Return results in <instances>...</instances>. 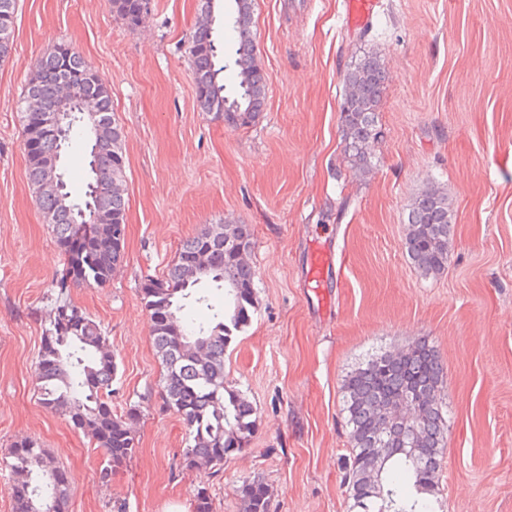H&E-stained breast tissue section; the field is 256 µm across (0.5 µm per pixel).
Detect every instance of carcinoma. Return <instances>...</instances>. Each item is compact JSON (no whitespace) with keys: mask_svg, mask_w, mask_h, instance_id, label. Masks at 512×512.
<instances>
[{"mask_svg":"<svg viewBox=\"0 0 512 512\" xmlns=\"http://www.w3.org/2000/svg\"><path fill=\"white\" fill-rule=\"evenodd\" d=\"M151 0H112L131 26L150 10ZM229 11L215 14L216 0H203L191 35L190 67L200 109L230 126H248L263 111L267 81L258 63L253 31L254 0H230ZM17 0H0V61L11 54ZM231 29L233 54L217 45L214 21ZM236 83L226 91L224 71ZM386 70L377 57L356 62L345 77L346 93L340 120L345 158L350 168L371 167L366 146L381 137L378 122ZM72 84L75 110L57 140L41 129L42 116L57 100L62 82ZM24 142L40 141L47 159L62 154L70 143L84 148L90 181L85 200L76 203L60 181V192L40 191L44 169L28 161L27 175L37 190L36 203L67 255L57 281L49 328L43 336L36 366L39 401L62 415L76 430L87 431L104 450L107 464L100 479L107 483L112 465L132 457L136 409L120 416L112 410V384L118 365L103 329L67 298L72 284L104 285L123 260V246L112 242V228L125 222L124 136L114 118L112 97L101 76L64 44L48 47L38 60L24 97ZM84 219L89 226L77 223ZM453 210L448 195L430 184L413 200L404 248L408 260L424 276L448 269ZM252 235L246 224H209L187 238L174 265L161 277L149 278L141 299L151 321L158 357L164 367L163 398L186 428L185 469L199 464L221 469L224 458L243 448L258 427L256 409L224 386V351L233 332L250 320L255 305V270L237 255L250 252ZM209 281L224 289V309L205 321L193 309L207 302L199 285ZM445 370L438 351L419 341L396 354L377 351L352 370L343 383V413L349 428V456L341 482L353 500L352 512H435L441 460L448 425L444 416ZM407 397L411 418L387 417L394 400ZM5 466L17 476L12 487L14 512H67L70 477L55 465L34 440L15 444ZM243 512H270L266 483L260 477L240 487Z\"/></svg>","mask_w":512,"mask_h":512,"instance_id":"1","label":"carcinoma"}]
</instances>
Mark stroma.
Here are the masks:
<instances>
[{
  "label": "stroma",
  "mask_w": 512,
  "mask_h": 512,
  "mask_svg": "<svg viewBox=\"0 0 512 512\" xmlns=\"http://www.w3.org/2000/svg\"><path fill=\"white\" fill-rule=\"evenodd\" d=\"M199 0H151L129 27L112 0H18L0 62V461L36 440L70 474L68 512H241L263 478L271 512H350L342 387L367 355L427 340L446 365L444 512H512V0H381L367 31L343 0H255L266 105L249 126L202 112L189 68ZM68 44L106 80L125 136V258L71 300L104 327L118 365L112 407L136 408L137 452L115 466L39 402L35 367L67 258L27 177L20 99L44 50ZM376 54L387 71L371 168L344 158V76ZM454 211L445 272L408 261L410 205L428 184ZM208 224H246L251 320L224 357L227 389L259 425L222 470L181 467L185 428L141 303L146 278ZM328 246L323 287L309 268Z\"/></svg>",
  "instance_id": "stroma-1"
}]
</instances>
